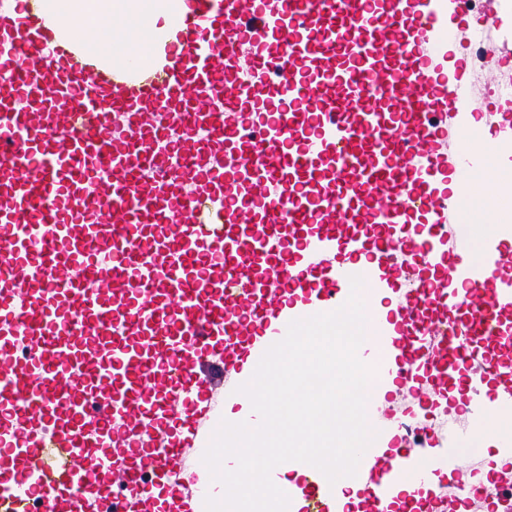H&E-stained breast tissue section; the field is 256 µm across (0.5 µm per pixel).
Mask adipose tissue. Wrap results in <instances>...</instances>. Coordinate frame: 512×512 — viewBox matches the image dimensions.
I'll list each match as a JSON object with an SVG mask.
<instances>
[{
  "label": "adipose tissue",
  "mask_w": 512,
  "mask_h": 512,
  "mask_svg": "<svg viewBox=\"0 0 512 512\" xmlns=\"http://www.w3.org/2000/svg\"><path fill=\"white\" fill-rule=\"evenodd\" d=\"M64 36L76 39L83 30L97 29L99 40L90 50L105 64L121 71L152 67L180 27L186 0H31Z\"/></svg>",
  "instance_id": "adipose-tissue-1"
}]
</instances>
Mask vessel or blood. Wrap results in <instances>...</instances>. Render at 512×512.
Wrapping results in <instances>:
<instances>
[{"instance_id":"1","label":"vessel or blood","mask_w":512,"mask_h":512,"mask_svg":"<svg viewBox=\"0 0 512 512\" xmlns=\"http://www.w3.org/2000/svg\"><path fill=\"white\" fill-rule=\"evenodd\" d=\"M471 0H189L136 76L0 0V512H205L210 423L296 319L367 279L381 324L371 410L464 393L466 428L406 418L360 461L354 501L316 468L299 512H379L448 470L501 487L451 448L512 419V225L470 256L456 200L502 196L512 114L477 117L461 31ZM212 263L204 272L203 263Z\"/></svg>"}]
</instances>
